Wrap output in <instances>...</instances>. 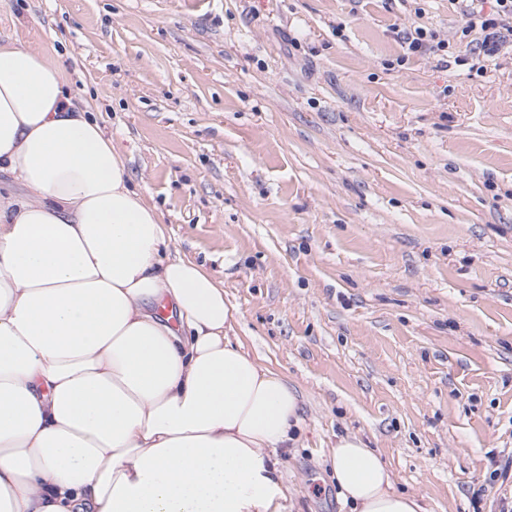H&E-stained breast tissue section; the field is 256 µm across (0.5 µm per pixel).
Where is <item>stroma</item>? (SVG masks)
Here are the masks:
<instances>
[{"mask_svg": "<svg viewBox=\"0 0 512 512\" xmlns=\"http://www.w3.org/2000/svg\"><path fill=\"white\" fill-rule=\"evenodd\" d=\"M420 22L453 43L465 19L448 0H0V38L65 71L170 249L295 389L291 512H347L344 435L425 512L512 503L490 465L512 454V52L480 75L405 56L395 31Z\"/></svg>", "mask_w": 512, "mask_h": 512, "instance_id": "stroma-1", "label": "stroma"}]
</instances>
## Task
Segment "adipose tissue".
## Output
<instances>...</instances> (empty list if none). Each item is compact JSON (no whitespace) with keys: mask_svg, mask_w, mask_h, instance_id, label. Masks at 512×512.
Here are the masks:
<instances>
[{"mask_svg":"<svg viewBox=\"0 0 512 512\" xmlns=\"http://www.w3.org/2000/svg\"><path fill=\"white\" fill-rule=\"evenodd\" d=\"M0 171L20 187L0 192V512H288L296 391L61 68L11 37ZM329 463L353 512H424L360 438Z\"/></svg>","mask_w":512,"mask_h":512,"instance_id":"1","label":"adipose tissue"}]
</instances>
